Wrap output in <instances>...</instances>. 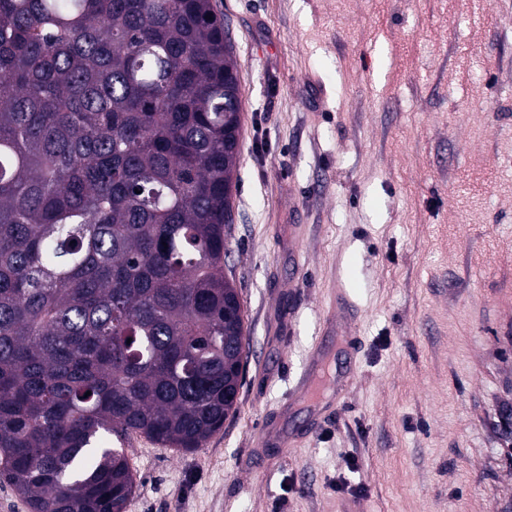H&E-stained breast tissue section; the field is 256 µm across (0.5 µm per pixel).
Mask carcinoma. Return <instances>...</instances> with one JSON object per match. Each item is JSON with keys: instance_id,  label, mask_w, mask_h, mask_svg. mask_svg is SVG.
Here are the masks:
<instances>
[{"instance_id": "cac0c4a2", "label": "carcinoma", "mask_w": 512, "mask_h": 512, "mask_svg": "<svg viewBox=\"0 0 512 512\" xmlns=\"http://www.w3.org/2000/svg\"><path fill=\"white\" fill-rule=\"evenodd\" d=\"M241 112L212 0H0V479L30 512H124L130 437L236 413Z\"/></svg>"}]
</instances>
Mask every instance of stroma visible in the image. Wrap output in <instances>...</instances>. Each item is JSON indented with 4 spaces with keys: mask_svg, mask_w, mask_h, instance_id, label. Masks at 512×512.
Listing matches in <instances>:
<instances>
[{
    "mask_svg": "<svg viewBox=\"0 0 512 512\" xmlns=\"http://www.w3.org/2000/svg\"><path fill=\"white\" fill-rule=\"evenodd\" d=\"M213 3L243 101L224 271L245 382L201 448L126 442L125 512H501L512 0ZM341 287L357 308L349 360L323 327ZM320 352L350 379L308 435L295 385ZM271 427L296 445L263 447Z\"/></svg>",
    "mask_w": 512,
    "mask_h": 512,
    "instance_id": "obj_1",
    "label": "stroma"
}]
</instances>
